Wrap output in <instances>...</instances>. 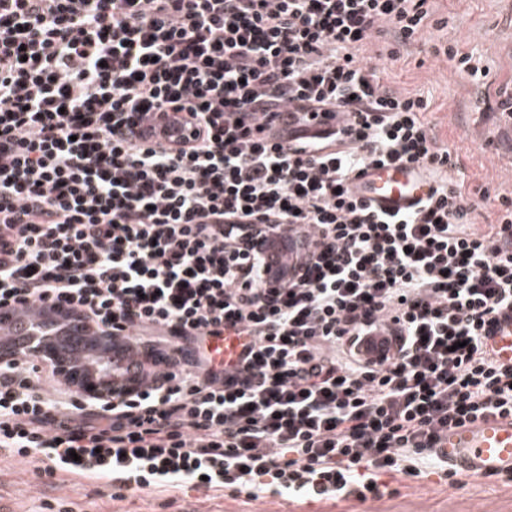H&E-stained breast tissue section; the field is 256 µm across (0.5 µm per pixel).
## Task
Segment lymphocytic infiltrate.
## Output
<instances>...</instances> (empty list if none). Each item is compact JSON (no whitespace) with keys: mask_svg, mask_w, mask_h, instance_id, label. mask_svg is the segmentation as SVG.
<instances>
[{"mask_svg":"<svg viewBox=\"0 0 512 512\" xmlns=\"http://www.w3.org/2000/svg\"><path fill=\"white\" fill-rule=\"evenodd\" d=\"M428 0H0V311L137 340L136 390L88 399L37 351L0 365V453L114 497L190 483L379 500L451 429L512 416L488 349L512 310V212L474 228L428 101L366 51L430 33ZM179 129L157 141V126ZM421 168L406 213L365 167ZM292 233L287 283L252 237ZM385 328L389 357L359 353ZM234 332L245 359L214 365Z\"/></svg>","mask_w":512,"mask_h":512,"instance_id":"1","label":"lymphocytic infiltrate"}]
</instances>
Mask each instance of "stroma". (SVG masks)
Returning a JSON list of instances; mask_svg holds the SVG:
<instances>
[{"label": "stroma", "instance_id": "1", "mask_svg": "<svg viewBox=\"0 0 512 512\" xmlns=\"http://www.w3.org/2000/svg\"><path fill=\"white\" fill-rule=\"evenodd\" d=\"M432 20L447 19L430 40L393 60L395 42L383 35L373 46V65L387 87L427 96L433 132L446 141L462 192L474 208L475 224L496 223L502 198L512 199V113L502 100L512 96V0H428ZM451 47L480 58L485 77L474 81L443 55ZM394 495L356 501L292 502L269 493L258 498L186 486L142 491L112 498L105 481L70 477L55 485L38 483L25 465L0 457V496L16 512H512V481L460 479L452 485L438 476L404 478Z\"/></svg>", "mask_w": 512, "mask_h": 512}]
</instances>
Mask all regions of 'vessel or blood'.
<instances>
[{"label":"vessel or blood","mask_w":512,"mask_h":512,"mask_svg":"<svg viewBox=\"0 0 512 512\" xmlns=\"http://www.w3.org/2000/svg\"><path fill=\"white\" fill-rule=\"evenodd\" d=\"M362 194L388 212H405L430 191L428 181L418 169L407 165L368 168L359 178ZM265 267L271 278L288 281L295 260L291 233L272 234L265 246ZM44 325L43 343L72 361L90 378L100 376L99 366L112 365L113 378L126 377L131 362L141 355L125 337L90 336L82 320L67 312L36 308L27 313H9L0 318V348L15 350L25 344L31 323ZM487 343L501 363L512 364V314H504ZM211 353L216 362H234L241 348L234 336L212 339ZM444 461L461 475L485 477L512 475V416H490L476 423L454 428L441 449Z\"/></svg>","instance_id":"vessel-or-blood-1"}]
</instances>
